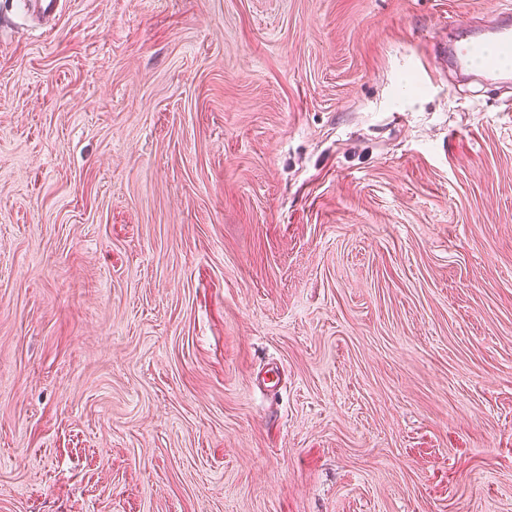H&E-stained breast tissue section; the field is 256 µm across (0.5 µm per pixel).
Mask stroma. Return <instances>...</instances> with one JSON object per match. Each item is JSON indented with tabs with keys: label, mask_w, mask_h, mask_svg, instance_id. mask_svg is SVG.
Instances as JSON below:
<instances>
[{
	"label": "stroma",
	"mask_w": 512,
	"mask_h": 512,
	"mask_svg": "<svg viewBox=\"0 0 512 512\" xmlns=\"http://www.w3.org/2000/svg\"><path fill=\"white\" fill-rule=\"evenodd\" d=\"M512 0H0V512H512ZM488 44L512 51V10H506L488 30L449 45L448 64L460 71L474 72L485 85L499 84L510 75L509 70L495 63H486L478 68L474 64L477 52Z\"/></svg>",
	"instance_id": "35a3bbf8"
}]
</instances>
